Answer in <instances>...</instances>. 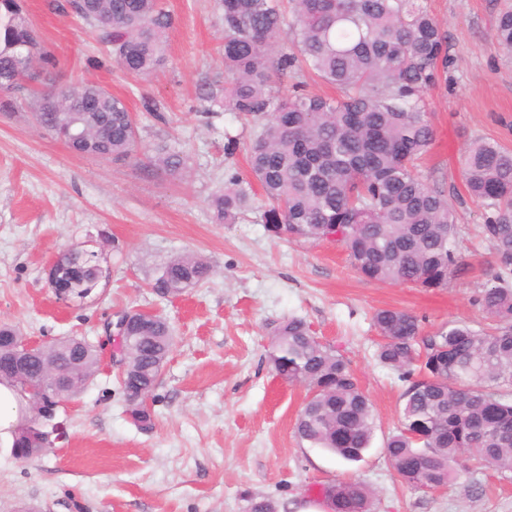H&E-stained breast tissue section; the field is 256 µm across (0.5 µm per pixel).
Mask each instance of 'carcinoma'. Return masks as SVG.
Listing matches in <instances>:
<instances>
[{
	"label": "carcinoma",
	"instance_id": "obj_1",
	"mask_svg": "<svg viewBox=\"0 0 512 512\" xmlns=\"http://www.w3.org/2000/svg\"><path fill=\"white\" fill-rule=\"evenodd\" d=\"M81 18L129 75L147 79L165 62L172 15L160 0H49ZM224 26V72L200 89L207 111L231 112L258 128L250 178L234 170L210 206L235 224L255 209L252 183L269 205V231L290 240L334 238L366 280L440 289L464 273L460 229L448 191L429 183L420 163L435 137L429 92L448 88V36L427 0H216ZM497 46L512 53V10L494 26ZM52 47L41 38L25 0H0V111L26 106L37 125L79 155L124 160L137 151L138 126L121 98L92 83L61 92L25 83L51 79ZM313 75L336 97L310 94ZM150 164L172 177L186 156L159 145ZM465 188L483 209L482 230L495 272L474 298L490 321H453L421 334L420 319L399 308L374 312L382 339L378 362L406 387L399 426L384 454L404 483L436 489L457 478L466 453L484 467L512 472V151L477 138L461 159ZM68 295L85 299L98 286L96 254L60 256ZM213 267L183 254L160 268L150 288L160 298L207 282ZM122 387L133 421L152 426L146 396L156 388L174 344L160 315L136 316ZM268 361L278 377L307 387L297 438L358 461L375 430L373 407L350 361L315 336L301 318L270 331ZM47 350L71 377L60 401L81 392L99 366L95 347L77 336ZM332 512H371L369 491L352 482L327 487Z\"/></svg>",
	"mask_w": 512,
	"mask_h": 512
}]
</instances>
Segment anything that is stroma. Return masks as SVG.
I'll list each match as a JSON object with an SVG mask.
<instances>
[{
	"instance_id": "obj_1",
	"label": "stroma",
	"mask_w": 512,
	"mask_h": 512,
	"mask_svg": "<svg viewBox=\"0 0 512 512\" xmlns=\"http://www.w3.org/2000/svg\"><path fill=\"white\" fill-rule=\"evenodd\" d=\"M162 2L174 18L167 60L141 80L81 20L50 10L47 0H27L55 51L58 85L96 83L123 99L137 117L142 150L123 161L79 155L29 113L0 112V323L44 344L81 336L100 354L88 386L56 408L48 452L22 462L0 445V512L25 503L47 512H250L262 499L275 512H294L340 481L369 490L371 512H512V474L469 463L441 490L399 480L383 445L398 424L405 385L378 363L372 322L386 307L417 315L426 334L451 320L482 319L473 297L490 280L494 257L459 160L476 138L512 150V57L492 39L512 0H429L448 31L453 64L447 93L432 96L435 141L424 174L456 191L449 202L466 263L463 275L431 291L367 281L342 247L279 238L257 212L235 224L215 221L209 199L227 169L247 171L253 128L208 111L199 98L201 84L222 70L214 0ZM145 97L159 102L161 117L143 111ZM161 141L187 157V180L147 168L144 150ZM74 245L98 252L108 278L85 301L65 302L49 269ZM187 253L212 264L209 281L175 298L153 294L156 271ZM124 309L153 311L173 328V350L147 401L148 431L127 411L105 330ZM293 316L349 360L373 405L375 434L362 460L339 459L295 435L305 391L267 360L270 328Z\"/></svg>"
}]
</instances>
